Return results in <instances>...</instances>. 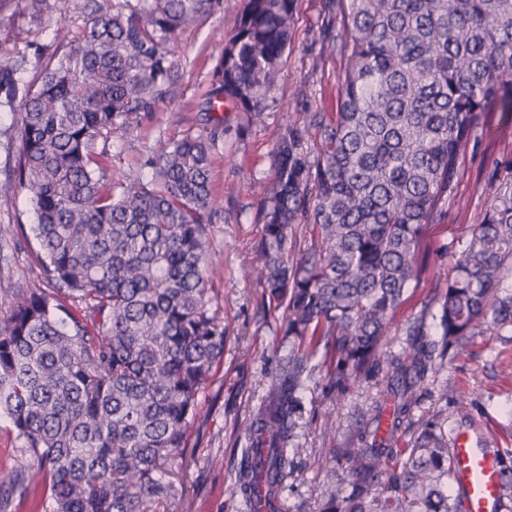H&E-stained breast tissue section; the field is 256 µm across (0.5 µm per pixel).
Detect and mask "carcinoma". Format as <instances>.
Listing matches in <instances>:
<instances>
[{"label":"carcinoma","mask_w":512,"mask_h":512,"mask_svg":"<svg viewBox=\"0 0 512 512\" xmlns=\"http://www.w3.org/2000/svg\"><path fill=\"white\" fill-rule=\"evenodd\" d=\"M210 6L93 0L82 33H56L54 51L35 58L39 86L24 80L25 54L0 68V98L22 113L19 161L0 194L25 191L43 253L40 275L0 316V412L22 451L0 470V512H18L34 482L43 512H162L175 499L166 465L224 358L206 279L222 209L212 151L231 129L226 113L262 122L296 0H241L205 102L209 130L159 143L117 193L104 188L97 149L178 98L174 35ZM315 44L338 63L337 108L288 125L255 214L262 263L248 275L284 308L288 352L245 424L237 493L247 510L267 469L282 483L292 476L302 394L324 367L326 398L372 381L380 401L353 435L360 446L333 449L342 473L319 512H462L442 414L416 425L411 411L438 362L484 331L512 332L502 287L512 178L463 247L445 248L446 273L400 352L382 350L428 268L426 228L453 195L463 148L494 113L512 112V0H322ZM497 456L511 509L512 449Z\"/></svg>","instance_id":"obj_1"}]
</instances>
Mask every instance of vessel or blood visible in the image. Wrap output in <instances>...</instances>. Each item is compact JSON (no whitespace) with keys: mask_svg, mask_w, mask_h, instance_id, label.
<instances>
[{"mask_svg":"<svg viewBox=\"0 0 512 512\" xmlns=\"http://www.w3.org/2000/svg\"><path fill=\"white\" fill-rule=\"evenodd\" d=\"M452 449L457 460L455 484L465 494V512H498L499 472L494 452L473 447L463 432L454 438Z\"/></svg>","mask_w":512,"mask_h":512,"instance_id":"1","label":"vessel or blood"}]
</instances>
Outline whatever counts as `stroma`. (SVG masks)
Masks as SVG:
<instances>
[{
  "label": "stroma",
  "mask_w": 512,
  "mask_h": 512,
  "mask_svg": "<svg viewBox=\"0 0 512 512\" xmlns=\"http://www.w3.org/2000/svg\"><path fill=\"white\" fill-rule=\"evenodd\" d=\"M90 0H48L40 17L16 11L12 0H0V65L18 56L45 52L57 31L79 34L90 11ZM320 0H297V21L292 33L274 101L261 124L244 125L231 114L232 131L216 143L211 182L223 205L211 227L209 245L215 267L209 279L211 309L224 321V360L199 397L185 446L168 465L178 495L169 512H243L236 492L238 471L247 446L244 425L274 376L277 359L286 349L277 328L282 315L261 298V290L243 275L257 266L256 248L261 227L257 208L272 179L271 152L290 122L305 106L296 96L300 82H308L316 105L332 112L337 104L336 66L320 62L311 48L320 23ZM235 0H213L195 25L183 28L173 46L177 64L173 78L181 96L159 103L140 127L117 130L106 144L100 162L107 185L120 183L139 167L142 156L159 143L181 139L205 128L200 104L211 87L222 52L221 38L237 22ZM20 115L0 107V181L11 174L20 154ZM512 178V114L494 115L488 132L478 134L461 155L457 185L438 223L427 230L429 268L418 288L409 290L396 311L383 351L398 353L399 332L413 321L439 274L448 265L446 246L462 247L471 225L480 223L501 181ZM35 215L23 190L0 197V314L19 298V290L40 273V250L33 231ZM375 390L355 384L338 403L324 400L321 390L303 396L297 470L282 492L283 512H317L324 484L338 466L333 449L342 447L369 408ZM446 411L449 426L474 437L493 434L498 448H512V333L476 337L468 355L444 363L429 378L414 420Z\"/></svg>",
  "instance_id": "stroma-1"
}]
</instances>
